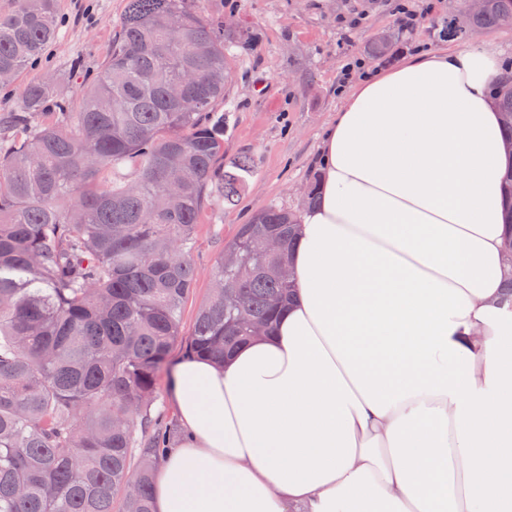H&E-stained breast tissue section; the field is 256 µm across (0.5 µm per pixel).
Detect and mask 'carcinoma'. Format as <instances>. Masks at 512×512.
I'll return each mask as SVG.
<instances>
[{"label": "carcinoma", "instance_id": "carcinoma-1", "mask_svg": "<svg viewBox=\"0 0 512 512\" xmlns=\"http://www.w3.org/2000/svg\"><path fill=\"white\" fill-rule=\"evenodd\" d=\"M472 26L511 28L512 0H487ZM59 32L56 0H12L0 82ZM230 44L253 38L208 19L201 0H126L76 104L35 79L22 110L0 120V512H153L175 431L152 407L174 348L222 362L252 339L246 320L273 331L291 287L275 269L298 224L276 205L224 247L181 335L205 202L233 203L255 170L250 156L224 162ZM492 95L512 115V72ZM50 100L58 111H45ZM267 232L281 254L263 251Z\"/></svg>", "mask_w": 512, "mask_h": 512}]
</instances>
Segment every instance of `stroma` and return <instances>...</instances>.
Wrapping results in <instances>:
<instances>
[{"label":"stroma","instance_id":"stroma-1","mask_svg":"<svg viewBox=\"0 0 512 512\" xmlns=\"http://www.w3.org/2000/svg\"><path fill=\"white\" fill-rule=\"evenodd\" d=\"M397 0H203L213 19H231L257 36L253 51L234 53L223 110L224 159L252 156L256 173L235 204L208 202L196 237V284L182 313V331L190 333L207 299L211 269L241 224L276 203L301 211V190L318 176L319 148L343 95L337 90L347 55L362 58L364 72L392 68L365 51L376 33H393V45L409 56L416 45L434 51L464 48L466 37L444 34L446 21L462 0H412L419 14L412 34L399 30L393 9ZM126 0H58L59 38L41 61L11 86L0 88V114L19 111L24 83L54 78L62 96L73 98L89 71L102 65L120 27ZM364 16L361 29L349 30L347 19Z\"/></svg>","mask_w":512,"mask_h":512}]
</instances>
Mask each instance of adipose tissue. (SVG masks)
<instances>
[{
    "instance_id": "1",
    "label": "adipose tissue",
    "mask_w": 512,
    "mask_h": 512,
    "mask_svg": "<svg viewBox=\"0 0 512 512\" xmlns=\"http://www.w3.org/2000/svg\"><path fill=\"white\" fill-rule=\"evenodd\" d=\"M477 44L354 86L273 335L180 361L154 512H512V152Z\"/></svg>"
}]
</instances>
